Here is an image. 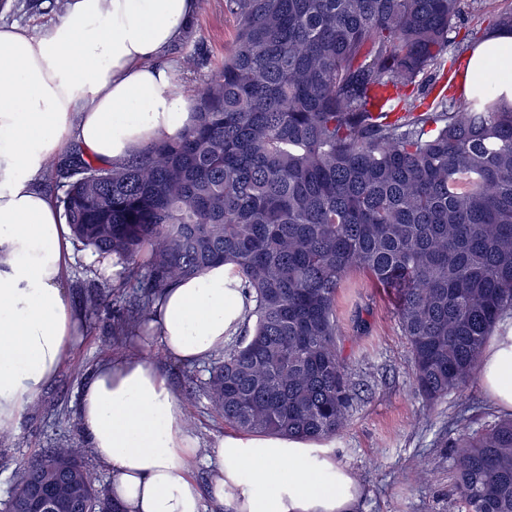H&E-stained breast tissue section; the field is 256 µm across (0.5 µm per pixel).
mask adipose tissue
<instances>
[{
    "label": "adipose tissue",
    "instance_id": "ef3b65f1",
    "mask_svg": "<svg viewBox=\"0 0 512 512\" xmlns=\"http://www.w3.org/2000/svg\"><path fill=\"white\" fill-rule=\"evenodd\" d=\"M199 9V0H66L39 35L0 26L1 428L57 377L83 320L66 291L72 235L43 189L47 165L69 144L122 163L195 123L196 103L164 55ZM467 79L512 99V30L489 31ZM249 308L236 268L218 263L157 298L151 340L175 361L203 363L244 330ZM480 383L512 412V319L484 351ZM77 420L112 472L120 512H350L359 495L323 444L275 436L215 435L200 485V440L168 377L144 359L98 364Z\"/></svg>",
    "mask_w": 512,
    "mask_h": 512
}]
</instances>
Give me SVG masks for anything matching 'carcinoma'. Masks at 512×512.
<instances>
[{
    "label": "carcinoma",
    "mask_w": 512,
    "mask_h": 512,
    "mask_svg": "<svg viewBox=\"0 0 512 512\" xmlns=\"http://www.w3.org/2000/svg\"><path fill=\"white\" fill-rule=\"evenodd\" d=\"M475 0H224L237 23L197 122L131 160L72 148L49 171L73 239L123 264L141 290L119 314L141 335L174 282L236 266L252 327L227 345L204 392L243 434L326 441L358 389L336 300L350 274L388 288L420 393L437 402L474 377L512 315V101L484 86L437 94ZM84 306L112 304V287ZM454 487L465 512H512V417L462 432ZM43 480L74 483L65 512H115L81 455L24 463L0 512Z\"/></svg>",
    "instance_id": "cac0c4a2"
}]
</instances>
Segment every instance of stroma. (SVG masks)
<instances>
[{
  "mask_svg": "<svg viewBox=\"0 0 512 512\" xmlns=\"http://www.w3.org/2000/svg\"><path fill=\"white\" fill-rule=\"evenodd\" d=\"M60 16L55 0H0V24H17L32 34ZM235 31L224 0H202L194 25L166 54L179 69L183 90L196 94L220 74ZM195 49L202 53V64L184 70L186 52ZM357 314L370 323V335H355L352 319ZM337 317L351 378L368 386L355 401L347 427L327 443L329 456L360 490L354 512H461L448 443L461 429L477 430L502 419V412L487 402L476 380L437 405L427 404L415 389L410 349L394 317L393 297L371 287L362 274L352 273L340 289ZM112 325L109 309L86 317L81 339L67 352L59 375L28 408L9 444L0 446V502L32 455L46 448L85 447L77 421L81 389L89 372L103 361L104 350L116 357L125 352ZM147 358L177 386L188 426L201 443L224 433L202 389L209 364H179L157 346L148 348Z\"/></svg>",
  "mask_w": 512,
  "mask_h": 512,
  "instance_id": "obj_1",
  "label": "stroma"
}]
</instances>
